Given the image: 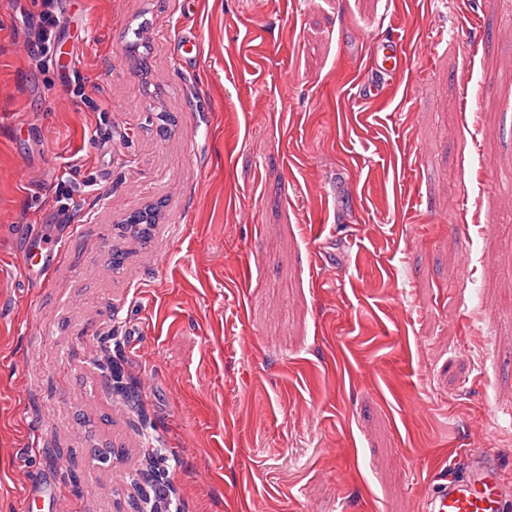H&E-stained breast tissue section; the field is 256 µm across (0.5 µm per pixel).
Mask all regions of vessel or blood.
<instances>
[{
	"label": "vessel or blood",
	"instance_id": "b4317fda",
	"mask_svg": "<svg viewBox=\"0 0 512 512\" xmlns=\"http://www.w3.org/2000/svg\"><path fill=\"white\" fill-rule=\"evenodd\" d=\"M402 58L397 42L378 43L380 70L395 72ZM471 464L465 472L449 467L424 496L422 512H506L512 499V480L503 475L496 453L479 448L466 451Z\"/></svg>",
	"mask_w": 512,
	"mask_h": 512
}]
</instances>
